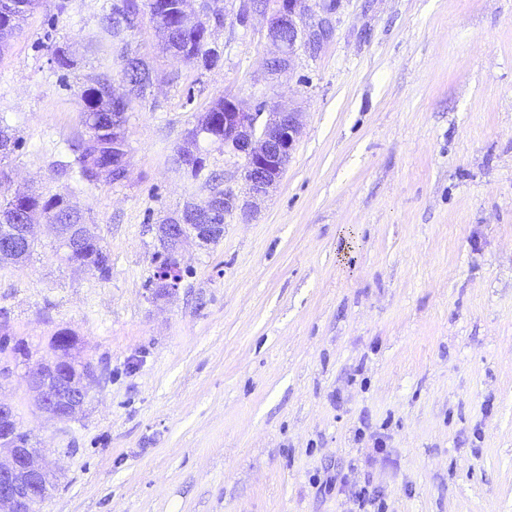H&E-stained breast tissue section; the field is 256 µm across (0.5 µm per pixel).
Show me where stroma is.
<instances>
[{"mask_svg": "<svg viewBox=\"0 0 512 512\" xmlns=\"http://www.w3.org/2000/svg\"><path fill=\"white\" fill-rule=\"evenodd\" d=\"M119 0H44L0 51L13 184L67 194L95 225L108 276L62 262L49 234L0 265V398L52 449L42 512H512V0H336L331 38L263 73L267 20L217 29L214 66L162 51L149 20L122 38ZM152 68L127 112L128 175L59 180L85 134L82 92L119 49ZM62 50L69 66L54 63ZM293 104L286 171L214 243L178 254L151 290L156 224L213 186L173 162L217 97ZM69 330L94 363L83 415L46 419L28 369ZM389 437L356 441L361 419ZM351 497L354 505H357L358 508L354 512H369V510H365L367 506L377 507V511L373 510V512H385L381 511L385 508L382 495L377 491H370L367 486L354 489Z\"/></svg>", "mask_w": 512, "mask_h": 512, "instance_id": "35a3bbf8", "label": "stroma"}]
</instances>
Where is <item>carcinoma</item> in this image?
I'll list each match as a JSON object with an SVG mask.
<instances>
[{
	"label": "carcinoma",
	"mask_w": 512,
	"mask_h": 512,
	"mask_svg": "<svg viewBox=\"0 0 512 512\" xmlns=\"http://www.w3.org/2000/svg\"><path fill=\"white\" fill-rule=\"evenodd\" d=\"M117 8L104 17L106 26L115 33L132 32L140 26L144 14L150 21L165 30L164 46L169 52L191 59L202 50L204 25L193 29L182 26L175 0H123ZM43 0H0V50L21 29L27 16L42 5ZM123 79L130 95L145 97L152 84L148 62L139 52L122 56ZM82 123L86 134L72 144L73 160L57 166L56 174L64 177L77 173L79 179L91 182L105 179L113 183L118 175L112 173V113L117 109L112 101V84L106 77H97L85 91ZM207 111L215 117L213 121L194 120L200 126L198 143L208 142L213 137L224 136V98L214 99ZM8 174L0 170V233L14 224H22L27 215L40 212L56 224H78L80 216L68 211L67 197L54 194L42 197L25 190H10Z\"/></svg>",
	"instance_id": "cac0c4a2"
}]
</instances>
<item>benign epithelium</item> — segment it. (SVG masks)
<instances>
[{"instance_id": "1", "label": "benign epithelium", "mask_w": 512, "mask_h": 512, "mask_svg": "<svg viewBox=\"0 0 512 512\" xmlns=\"http://www.w3.org/2000/svg\"><path fill=\"white\" fill-rule=\"evenodd\" d=\"M191 0L181 5L184 23L194 24L199 18L213 17L219 12L224 19L234 17L245 25L255 14L267 15L268 38L275 49L266 61L267 72H281L291 66L299 50H315L332 32L330 14L333 0H270L263 9L253 6V0H201L199 12L190 9ZM288 31V40L280 38ZM301 133V113L275 105L263 113L247 112L233 99L224 98V152L243 160L242 178L248 198L253 201L266 197L286 170ZM185 150L176 155V164L187 173L198 167L193 134L184 138ZM127 136L123 126L112 127V149L121 165L117 170L127 175ZM215 207L214 198L205 204L189 205L188 210L157 225V237L164 258L171 260L190 239L210 244L223 236L224 225L207 223ZM55 240L69 253L84 252L92 236L91 225L79 224L74 232L68 224H53ZM37 241L35 224H19L14 230L0 235V258L23 256ZM179 281L161 265L153 295L167 297L176 292ZM81 374L72 379L61 373L56 358L39 362L28 372L29 387L42 413L60 422H69L82 412L88 400V384L95 380L97 368L84 361L78 366ZM0 512H24L32 504L44 502L53 490V471L46 462L47 449L32 444L29 432L16 422V408L0 399Z\"/></svg>"}]
</instances>
